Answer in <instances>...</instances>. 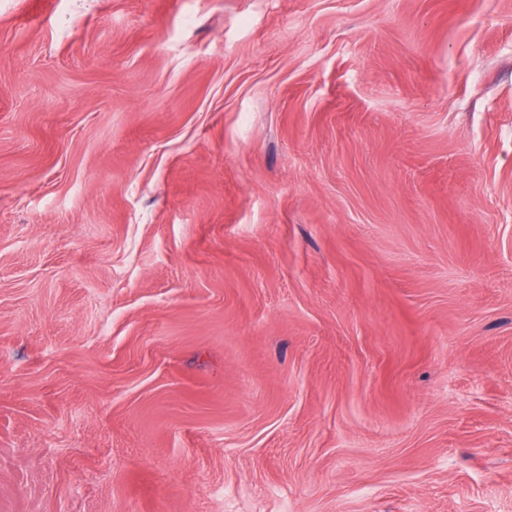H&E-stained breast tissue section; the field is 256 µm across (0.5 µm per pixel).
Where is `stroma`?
<instances>
[{
  "label": "stroma",
  "mask_w": 512,
  "mask_h": 512,
  "mask_svg": "<svg viewBox=\"0 0 512 512\" xmlns=\"http://www.w3.org/2000/svg\"><path fill=\"white\" fill-rule=\"evenodd\" d=\"M0 512H512V0H0Z\"/></svg>",
  "instance_id": "stroma-1"
}]
</instances>
